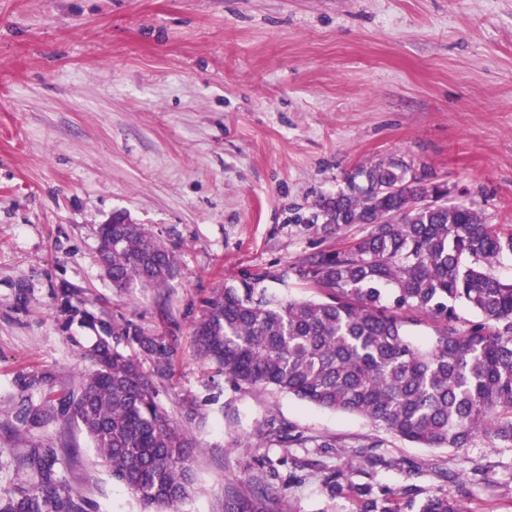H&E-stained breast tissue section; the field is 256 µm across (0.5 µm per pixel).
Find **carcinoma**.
Segmentation results:
<instances>
[{"label":"carcinoma","instance_id":"obj_1","mask_svg":"<svg viewBox=\"0 0 512 512\" xmlns=\"http://www.w3.org/2000/svg\"><path fill=\"white\" fill-rule=\"evenodd\" d=\"M351 188L320 197L309 228L325 236L350 224L368 232L334 251L312 253L277 277L293 278L318 298L287 300L263 286L265 276L216 288L196 324L197 355L224 371L234 389H272L332 411L354 414L422 448H469L481 438L512 447V278L496 274L512 257V225L491 224L472 203L448 201V188L408 176L389 161L361 166ZM435 199L424 206L420 200ZM99 254L116 288H163L180 273L174 257L121 213L97 230ZM61 308L93 315L75 293L59 291ZM478 315L460 329L458 306ZM425 325L424 346L411 331ZM87 353L92 370L80 392L49 396L17 421L76 423L113 480L152 512H179L195 490L188 464L191 435L160 410L153 377L171 368V350L126 322L100 325ZM137 346L153 369L117 349ZM281 448H333L327 439L267 424ZM54 448L25 456L29 479L0 485V512H86L58 469ZM224 491V512H274L286 487L253 476ZM336 494L354 493L359 512H389L394 492L354 486L336 471ZM419 512H467L461 501L432 495Z\"/></svg>","mask_w":512,"mask_h":512}]
</instances>
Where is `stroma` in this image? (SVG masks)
<instances>
[{
    "instance_id": "35a3bbf8",
    "label": "stroma",
    "mask_w": 512,
    "mask_h": 512,
    "mask_svg": "<svg viewBox=\"0 0 512 512\" xmlns=\"http://www.w3.org/2000/svg\"><path fill=\"white\" fill-rule=\"evenodd\" d=\"M396 161L512 224V0H0V481L32 447L87 512H142L75 426L16 417L78 386L98 327L65 313L61 286L96 317L129 320L174 349L157 400L183 398L195 491L181 512H224L250 473L287 486L288 512H357L330 476L386 486L400 512L434 494L468 512H512V448H419L366 419L271 391L240 392L198 359L213 289L274 275L359 239L321 237L314 201L369 162ZM122 212L177 258L163 288H113L97 229ZM48 384L22 392L20 374ZM332 440L269 445L267 421Z\"/></svg>"
}]
</instances>
